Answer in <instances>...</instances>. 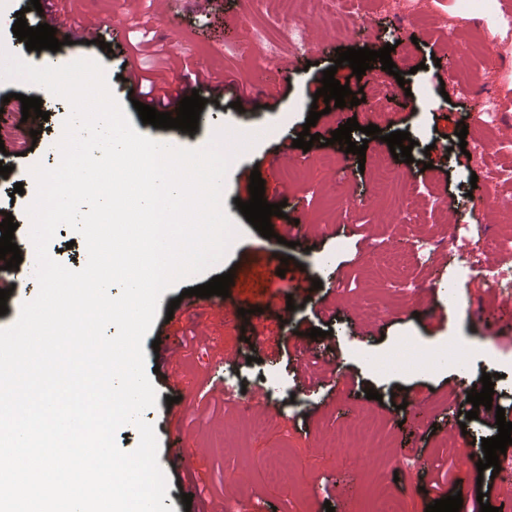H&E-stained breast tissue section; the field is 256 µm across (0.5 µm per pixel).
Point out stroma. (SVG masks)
<instances>
[{
	"mask_svg": "<svg viewBox=\"0 0 512 512\" xmlns=\"http://www.w3.org/2000/svg\"><path fill=\"white\" fill-rule=\"evenodd\" d=\"M373 2L346 0L345 9L370 17L376 36L366 40V47L377 50L392 44L391 58L397 70L408 75V87H400L378 66L358 76L349 65H336L337 48L353 46L354 41L322 14L318 0H306L303 8L306 49L288 47L274 59L263 57L256 35L274 34L282 20L280 0H265L260 6L254 0H182L165 13L157 12L155 0H62L61 8L74 24L116 14L125 18L127 40L109 55L93 45H70L56 52L54 62L60 66L82 58L100 61L114 98L139 133L188 148L203 147L223 127L259 136L227 175L234 189L226 194L224 205L241 235L209 275L163 293L153 324L175 336L171 367L182 380L176 390L179 400L170 405L161 374H151L157 405L143 418L154 425L159 446L181 435L182 450L192 462L189 469L166 473L164 503L174 512H218L227 502L236 512H326L330 506L335 512H371L377 477L368 471L363 451L355 446L342 454L331 441L336 428L359 414L378 424L379 456L396 463L398 484L408 490L409 512H425L454 484L465 491L466 512H474L483 501L494 507L502 504L505 488L500 479L488 469L462 467L457 451L445 449L443 443L449 429L465 426L470 453L477 458L483 454L481 439L494 436V414L466 421L457 412L460 388H472L485 372L493 375L505 419L512 422V341L502 339L487 316L504 299L465 274L458 262L437 259L416 265L410 247L415 232L424 230L448 241L453 225L473 223L480 230L472 240L488 248L491 265L512 263V253L490 248L491 242L512 233V211H475L469 197L473 190L488 191L489 169L512 167V151L456 162L458 131L467 129L472 139L479 135L478 125L465 122L464 116L482 112L483 106L476 98L443 97L453 88L454 74L470 76L477 83H489L497 112L512 121V55L504 61L495 55L458 59L448 48L452 33L489 45L504 38L512 42V0H494L495 9L479 17L471 12L472 0H398L393 13L376 9ZM399 12L415 16L416 24L398 25ZM126 59L158 70L167 84L188 82L190 72L203 66L212 78L224 80L228 90L223 99L208 100L195 134L156 128L142 123L120 78ZM332 66L336 80L362 92L365 100L321 115L311 131L325 139L320 152L333 164L304 166V151L294 147L293 139L309 115L319 77ZM379 91L390 95L380 124L383 133L406 131L415 142L412 162L394 161L412 187L408 224L394 222L387 203L370 192L382 141L366 138L363 129ZM244 94L261 95V105L252 112L234 109ZM45 105L50 118L34 148L21 156L8 148L0 160L12 168L8 177H0V209L17 217L14 236L21 244L28 238L25 210L35 187L30 169L38 163L55 167V135L71 114L67 100L49 98ZM350 118L360 125L352 133L353 142L368 144L365 157L329 141L332 131ZM442 138L447 150L432 149V141ZM255 169L268 203H277L284 189L301 207L303 235L297 246L278 241L287 230L285 218L271 217L275 235L267 239L238 210L237 200L250 198ZM18 182L24 188L19 195L14 192ZM442 193L457 199V214L437 204ZM23 256L20 286L7 301V313L0 315V328L11 326L23 302L38 293L34 248L27 247ZM284 257L289 263L283 268L279 262ZM229 271L234 274L230 298L246 309V316L229 324L223 310L210 306L208 299L183 298L186 289ZM406 272L435 284L433 295L384 297L385 277ZM300 274L320 280L322 287L312 291L311 303L291 311L290 279ZM339 280L354 285V292H336ZM174 299L179 305L173 309L169 303ZM360 320L371 321L369 333H353V322ZM314 327L323 330V337L310 338ZM452 345L461 348L462 357L445 365L433 361V350ZM302 346L322 357L324 366L338 365V373L322 375L315 383L305 380L299 367ZM410 346L419 350L423 361L405 371L399 354ZM239 348L252 363L237 362L233 368L252 395L267 396L274 384L302 390L309 400L306 409L278 403L268 426L251 431L237 403L211 391L213 381L224 376L220 359ZM371 388L378 398H367ZM416 397L425 402L424 417L411 421L401 405ZM423 451L429 464L415 468L412 460ZM186 492L192 496L188 507L182 503Z\"/></svg>",
	"mask_w": 512,
	"mask_h": 512,
	"instance_id": "35a3bbf8",
	"label": "stroma"
}]
</instances>
